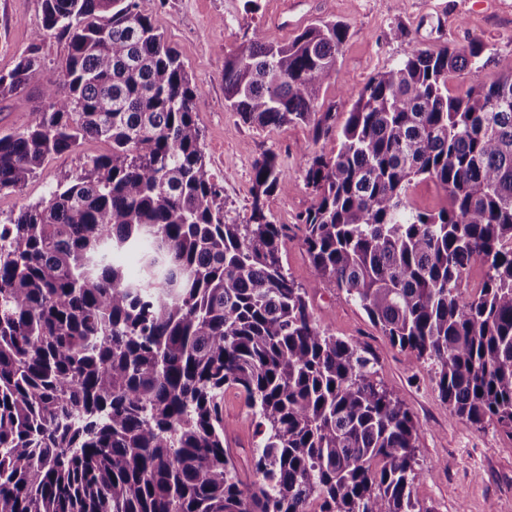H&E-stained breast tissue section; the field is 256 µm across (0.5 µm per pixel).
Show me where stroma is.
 I'll return each instance as SVG.
<instances>
[{"label": "stroma", "instance_id": "1", "mask_svg": "<svg viewBox=\"0 0 512 512\" xmlns=\"http://www.w3.org/2000/svg\"><path fill=\"white\" fill-rule=\"evenodd\" d=\"M257 12L244 0H167L156 12V25L180 53L201 88L198 123L212 172L224 188L225 210L237 222L251 210L253 164L275 152L292 186L272 196L274 222L287 225L283 263L300 283L318 275L302 245L298 213L313 197L303 167L314 152L305 125L258 127L243 124L224 101V58L243 43L259 39L287 44L318 20L346 25L348 36L338 56L339 77L322 89L319 102L348 111L355 95L377 73L401 58L409 44L433 50L481 43L512 53V0H258ZM42 16L41 0H0V71L12 68L28 45ZM401 27L406 40L388 36ZM107 142L89 139L76 150L53 155L43 172L23 190L0 194V220L47 198L57 181L72 175L89 157L106 153ZM317 324L336 337L367 347L375 357L377 378L400 396L418 422L416 450L421 477L415 494L429 512H512V437L490 422L483 428L452 417L426 368L413 363L374 326L364 311L336 289L319 288L312 298ZM224 438L240 478L253 482L252 448L256 420L236 390L224 393Z\"/></svg>", "mask_w": 512, "mask_h": 512}]
</instances>
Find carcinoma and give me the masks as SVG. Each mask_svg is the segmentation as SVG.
<instances>
[{
    "mask_svg": "<svg viewBox=\"0 0 512 512\" xmlns=\"http://www.w3.org/2000/svg\"><path fill=\"white\" fill-rule=\"evenodd\" d=\"M165 0H42L0 102L35 95L0 137V193L87 139L110 150L0 224V512H428L414 496L418 423L375 360L314 320L327 282L474 426L512 436V54L411 45L342 124L317 110L339 77V22L224 58L245 124L306 125L314 204L299 215L320 279L282 262L268 199L291 189L254 163L251 213L226 216L196 118L201 89L153 22ZM67 45L55 78L42 45ZM442 187L422 210L415 178ZM137 256L139 275L112 255ZM483 277L463 297L470 268ZM256 418L259 483L224 448V391ZM497 77V70L493 64L488 65L483 71H481L477 78L470 76L469 74H462L454 77L448 83L449 89L459 95H464L465 92L472 86L476 81H492Z\"/></svg>",
    "mask_w": 512,
    "mask_h": 512,
    "instance_id": "cac0c4a2",
    "label": "carcinoma"
}]
</instances>
